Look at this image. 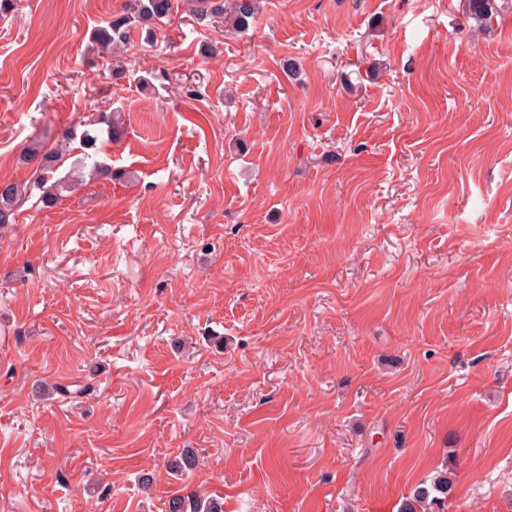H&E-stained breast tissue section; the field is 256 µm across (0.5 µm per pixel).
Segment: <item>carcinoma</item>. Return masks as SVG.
<instances>
[{"label": "carcinoma", "instance_id": "obj_1", "mask_svg": "<svg viewBox=\"0 0 512 512\" xmlns=\"http://www.w3.org/2000/svg\"><path fill=\"white\" fill-rule=\"evenodd\" d=\"M259 4L260 0H192L191 13L199 22L220 21L243 32L257 18ZM468 8L470 17L481 25L490 22L496 13L494 0H468ZM173 9L174 0H126L120 10L93 31L92 42L104 51L129 45L138 29L150 38L156 23L169 17ZM89 125L91 128L79 134L73 128L64 130L54 145L36 141L22 151L23 162L38 161L33 187L41 191L40 202L45 206L51 207L61 200L63 193L70 189L69 177L84 169L99 178L118 179L125 175L123 171H112L98 146V132L92 129L94 125H104L111 138L118 137L122 126L117 113L101 112ZM67 162L70 163L67 175L54 178ZM16 188L18 184L13 182H6L0 188V227L15 223L20 198L11 197L10 192ZM197 464L196 455L187 449L170 464V469L191 471ZM450 490L451 478L443 473L429 483L415 486L403 501L400 512H433L434 507L442 506ZM168 512H224V503L216 497L174 496L168 500Z\"/></svg>", "mask_w": 512, "mask_h": 512}]
</instances>
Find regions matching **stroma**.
I'll list each match as a JSON object with an SVG mask.
<instances>
[{
  "instance_id": "stroma-1",
  "label": "stroma",
  "mask_w": 512,
  "mask_h": 512,
  "mask_svg": "<svg viewBox=\"0 0 512 512\" xmlns=\"http://www.w3.org/2000/svg\"><path fill=\"white\" fill-rule=\"evenodd\" d=\"M123 2L0 16V181L124 122L123 178L0 229V512H399L442 472L444 512H512V0H263L245 33L180 0L115 83L86 44ZM168 512H224V503L216 497L174 496L168 500Z\"/></svg>"
}]
</instances>
